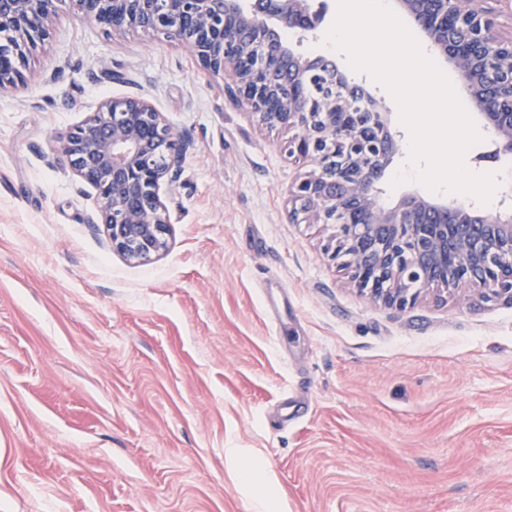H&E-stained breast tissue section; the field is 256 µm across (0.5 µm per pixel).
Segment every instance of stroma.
I'll list each match as a JSON object with an SVG mask.
<instances>
[{"mask_svg": "<svg viewBox=\"0 0 512 512\" xmlns=\"http://www.w3.org/2000/svg\"><path fill=\"white\" fill-rule=\"evenodd\" d=\"M133 95L190 144L141 264L58 142ZM288 136L178 43L61 12L0 94V512H253L255 469L270 512H512V305L358 292L289 221Z\"/></svg>", "mask_w": 512, "mask_h": 512, "instance_id": "1", "label": "stroma"}]
</instances>
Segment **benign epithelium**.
<instances>
[{"label":"benign epithelium","instance_id":"obj_1","mask_svg":"<svg viewBox=\"0 0 512 512\" xmlns=\"http://www.w3.org/2000/svg\"><path fill=\"white\" fill-rule=\"evenodd\" d=\"M458 81L473 93L496 154H512V32L499 17L512 0H396ZM84 19L178 41L213 74L228 76L230 100L259 125L292 132L283 145L312 170L289 189L294 224L334 232L325 254L362 293L404 311L422 292L462 285L512 303V199L493 215L474 204L409 194L386 209L378 185L399 150L384 102L325 56L285 46L279 29L315 31L323 0H68ZM58 0H0V91L24 83L30 59L52 36ZM319 78L331 93L308 95ZM188 143L146 98H108L61 137L78 180L96 190L95 219L112 251L133 262L167 246L171 218L161 190L185 160Z\"/></svg>","mask_w":512,"mask_h":512}]
</instances>
